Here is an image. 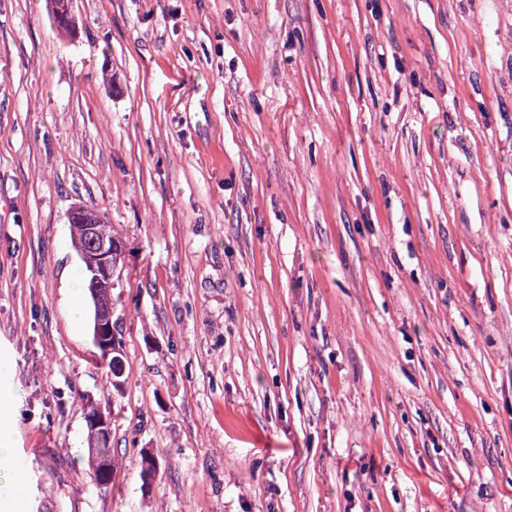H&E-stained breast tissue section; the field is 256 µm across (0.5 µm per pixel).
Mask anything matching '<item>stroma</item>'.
I'll list each match as a JSON object with an SVG mask.
<instances>
[{
  "label": "stroma",
  "mask_w": 512,
  "mask_h": 512,
  "mask_svg": "<svg viewBox=\"0 0 512 512\" xmlns=\"http://www.w3.org/2000/svg\"><path fill=\"white\" fill-rule=\"evenodd\" d=\"M71 14L66 37L47 0H0V355L30 497L512 512V0ZM79 202L126 248L118 392L72 282ZM96 412L97 411L92 408L87 414L85 413L84 418L94 414L89 416L86 421L88 434L87 442L89 444L88 466L92 480L96 485H98L101 478L100 471L103 463H106L109 468V478L107 483L111 481L116 465L112 454L111 418L105 413L103 408H100V410L97 413ZM110 438L111 441L104 443L105 441L110 440ZM102 444V448H99Z\"/></svg>",
  "instance_id": "35a3bbf8"
}]
</instances>
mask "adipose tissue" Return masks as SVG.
<instances>
[{
  "mask_svg": "<svg viewBox=\"0 0 512 512\" xmlns=\"http://www.w3.org/2000/svg\"><path fill=\"white\" fill-rule=\"evenodd\" d=\"M19 398V388L0 389V507L5 512H22L25 498L24 477L13 463V441L5 421Z\"/></svg>",
  "mask_w": 512,
  "mask_h": 512,
  "instance_id": "obj_1",
  "label": "adipose tissue"
}]
</instances>
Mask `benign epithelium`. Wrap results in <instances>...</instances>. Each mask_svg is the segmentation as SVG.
<instances>
[{
	"label": "benign epithelium",
	"instance_id": "1",
	"mask_svg": "<svg viewBox=\"0 0 512 512\" xmlns=\"http://www.w3.org/2000/svg\"><path fill=\"white\" fill-rule=\"evenodd\" d=\"M82 221L79 233L75 234L74 245L80 259L90 268L93 287L112 288L120 278L119 259L115 258L116 247L112 242L97 236L99 212L89 206L80 209ZM113 311L94 309L93 341L100 356L108 358L118 349V333L112 322ZM111 418L104 410L87 418V442L97 448L111 438Z\"/></svg>",
	"mask_w": 512,
	"mask_h": 512
}]
</instances>
